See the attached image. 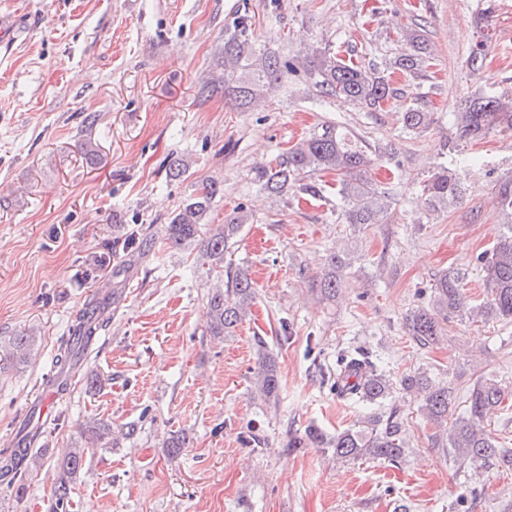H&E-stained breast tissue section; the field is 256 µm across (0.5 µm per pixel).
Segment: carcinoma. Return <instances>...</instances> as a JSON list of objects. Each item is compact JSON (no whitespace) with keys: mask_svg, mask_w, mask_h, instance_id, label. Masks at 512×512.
<instances>
[{"mask_svg":"<svg viewBox=\"0 0 512 512\" xmlns=\"http://www.w3.org/2000/svg\"><path fill=\"white\" fill-rule=\"evenodd\" d=\"M252 21L247 16L238 18L234 28L224 37V98L239 109L255 105L262 93L273 88L284 73L293 69L291 61L282 58L278 49L266 47L255 53L252 44ZM397 41L404 45L390 66L416 79L427 76L433 66L435 50L424 26L412 24L400 30ZM483 43H477L468 53L469 70L483 69ZM308 76L321 96L348 102L362 109L374 110L396 97V88L390 75L375 64L345 61L323 47L313 51L308 65ZM214 84L202 85L200 93H213ZM456 127L463 139L476 140L491 131L506 127L512 129V96L490 91L476 92L464 101L455 113ZM432 115L413 104L403 112V129L418 132L430 125ZM376 155L352 142L339 125H324L303 139L288 152L269 163H259L252 169V181L265 193L279 197L290 189L317 198L322 189L314 175L333 172L338 176V194L343 201L342 216L354 225L378 224L391 207V198L380 191L369 177ZM220 183L206 180L195 195L186 200L169 217L164 229V240L171 248H183L201 241L204 255L217 268L224 267V254L236 243L243 224L232 218L206 231L205 220L213 200L222 193ZM461 191L459 178L451 171L434 174L422 188L425 203L436 208L456 199ZM498 203L507 217L505 230L497 238L488 255L481 257L487 268V295L475 306H468L461 283L465 274L460 271H442L433 284L435 304L428 308L418 306L406 317V331L423 348H431L442 336L441 323L454 317H468L484 321L512 322V180L502 183ZM330 267L318 282L322 298H336L341 287L342 271L347 262L338 253L329 257ZM256 298L255 282L249 270L236 269L227 279H217L208 295L210 330L215 335H230L248 315ZM111 302L94 299L88 310L75 318L72 336L62 343L57 358L60 374L78 370L79 362L96 333L110 320ZM31 353L30 337L12 339L10 357L25 362ZM402 389L417 403L418 410L436 425L445 436L461 466H512V448H506L484 426L485 416L504 403L505 391L493 379H482L470 390L467 409L454 414L455 390L426 370L417 369L402 376ZM390 380L365 356L355 352L340 358L336 369V389L347 398L370 405H380L390 393ZM254 390L261 398L271 401L278 396L277 364L266 353L259 354L254 376ZM85 441L91 445L110 444L111 428L100 421H90L83 428ZM330 452L338 459L354 461L362 458L383 460L391 466L400 465L406 457L405 425L395 411L381 412L367 417L356 428L336 431L328 436L315 428L305 431L298 444ZM84 448H71L60 465V476L54 489L52 512H71V485L83 465ZM40 453L30 447L8 448L0 451V484L20 486Z\"/></svg>","mask_w":512,"mask_h":512,"instance_id":"carcinoma-1","label":"carcinoma"}]
</instances>
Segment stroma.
Segmentation results:
<instances>
[{
  "mask_svg": "<svg viewBox=\"0 0 512 512\" xmlns=\"http://www.w3.org/2000/svg\"><path fill=\"white\" fill-rule=\"evenodd\" d=\"M243 14L255 47L278 48L296 67L245 112L223 93H200L223 80L224 31ZM0 17L16 36L0 52V352L15 336L32 338L30 360L0 370V443L29 425L76 313L106 287L118 291L79 376L42 420L40 466L23 494L0 485V512H51L57 463L84 447L91 419L109 424L114 441L86 453L75 512H395L401 503L411 512H512V469L460 467L399 385L405 373L430 370L451 383L461 412L477 379L498 381L507 397L484 423L512 448V323L454 319L427 350L403 324L430 304L440 271L465 272L470 302L486 295L480 258L504 229L497 191L512 179V131L462 140L454 114L476 90L512 92V0H0ZM481 19L493 39L475 74L465 58ZM412 23L424 25L435 64L422 81L392 74L404 94L382 110L313 87L309 49L352 46L382 63ZM416 98L432 122L409 134L402 114ZM325 124L380 150L371 176L394 197L384 223H344L332 173L321 175L316 200L271 198L251 182L254 165ZM175 158L189 168L172 179ZM446 168L459 173L462 194L429 211L423 185ZM207 179L224 184L209 227L244 220L224 264L248 268L257 287L229 336L208 327L200 245L163 241L171 213ZM132 235L146 250L136 262L125 250ZM335 251L351 264L327 301L315 282ZM262 347L280 374L271 402L252 393ZM349 347L393 382L385 406L399 411L410 446L400 467L292 445L307 426L332 434L372 413L316 372ZM90 372L101 387L87 386ZM131 422L138 432L128 439L121 430ZM176 435L185 445L174 454ZM474 486L484 490L476 501Z\"/></svg>",
  "mask_w": 512,
  "mask_h": 512,
  "instance_id": "1",
  "label": "stroma"
}]
</instances>
